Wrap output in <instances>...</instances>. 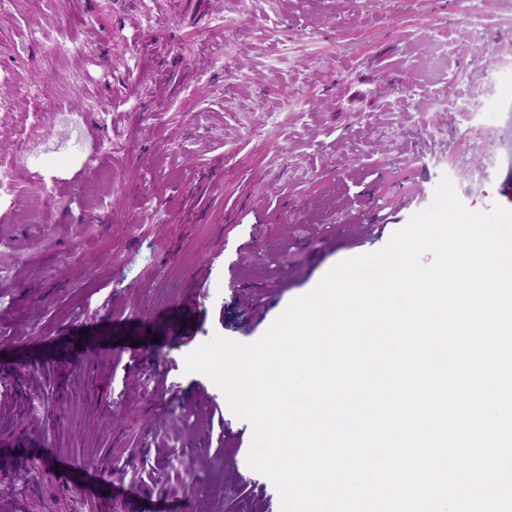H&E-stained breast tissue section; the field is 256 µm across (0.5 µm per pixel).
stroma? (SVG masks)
Segmentation results:
<instances>
[{"label": "stroma", "instance_id": "stroma-1", "mask_svg": "<svg viewBox=\"0 0 512 512\" xmlns=\"http://www.w3.org/2000/svg\"><path fill=\"white\" fill-rule=\"evenodd\" d=\"M0 167V512H281L184 358L258 340L442 179L497 204L512 0H5Z\"/></svg>", "mask_w": 512, "mask_h": 512}]
</instances>
